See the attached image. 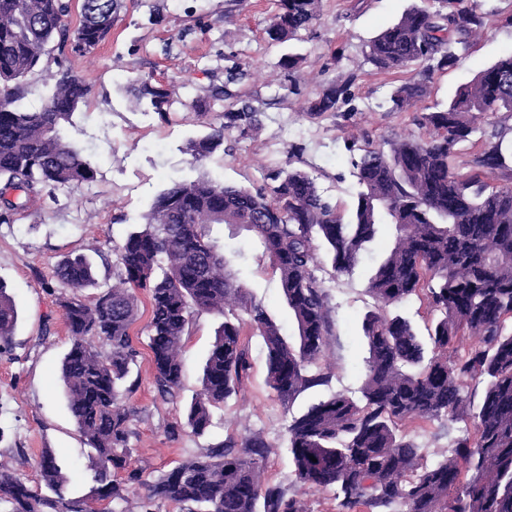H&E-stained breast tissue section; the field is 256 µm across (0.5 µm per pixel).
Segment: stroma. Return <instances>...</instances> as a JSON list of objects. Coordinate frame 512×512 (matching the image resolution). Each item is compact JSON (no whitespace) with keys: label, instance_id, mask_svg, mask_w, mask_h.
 Here are the masks:
<instances>
[{"label":"stroma","instance_id":"stroma-1","mask_svg":"<svg viewBox=\"0 0 512 512\" xmlns=\"http://www.w3.org/2000/svg\"><path fill=\"white\" fill-rule=\"evenodd\" d=\"M486 29L458 64L435 73L427 95L403 111L390 109L391 91L413 79V71L380 72L365 63L370 39L396 23L412 6L434 7V0H321L319 18L303 39L268 41L265 31L278 12L277 0H123L111 33L91 54L70 56L73 72L92 86L67 127V137L96 170L93 182L43 193L16 221L0 223V282L13 295L19 322L11 349L0 353V461L30 486H38L41 449H52L66 466L72 496L92 485L87 448L74 424L58 380L70 341L54 277L69 254L89 258L104 285L115 284L114 250L145 222L163 189L205 175L230 185L258 189L275 168L306 171L342 213H349L357 190L353 162L345 145L350 135L367 134L374 143L418 133L415 118L447 105L478 72L512 54V0H481ZM298 56L292 72L283 57ZM250 65L252 80L241 86L244 99L260 114L259 132L228 134L234 149L216 148L194 163L191 147L221 122V105L207 106L212 87L226 82L236 65ZM152 78L168 92L164 112L133 108L137 80ZM350 84L342 114L308 116L305 107L330 81ZM209 234L244 254L242 280L269 313L291 329L288 309L275 277L258 258L243 228L214 224ZM382 236L350 272L324 270L333 334L320 359L333 373L329 385L309 389L284 405L265 385L266 350L250 340L252 372L239 394L215 410L208 434L167 428L201 389L202 366L221 316L194 314L182 351V386L174 399H160L148 353L132 368L137 388L126 401L134 412L130 463L154 479L182 460L228 438L261 433L271 444L265 476L292 485L286 426L291 415L339 391H356L366 348L361 324L374 301L368 278L389 245ZM466 420H436L415 434L427 460L447 454Z\"/></svg>","mask_w":512,"mask_h":512}]
</instances>
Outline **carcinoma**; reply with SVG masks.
<instances>
[{
	"label": "carcinoma",
	"mask_w": 512,
	"mask_h": 512,
	"mask_svg": "<svg viewBox=\"0 0 512 512\" xmlns=\"http://www.w3.org/2000/svg\"><path fill=\"white\" fill-rule=\"evenodd\" d=\"M438 0L414 6L380 31L366 60L381 71L420 67L417 78L391 95L402 110L423 98L437 71L453 67L485 28L478 0ZM122 0H82L75 29L65 23L67 0H0V221H9L44 191L91 182L95 169L64 134L90 85L66 65L70 55L92 53L111 33ZM318 0H279L267 28L275 42L297 39L317 19ZM58 51L57 71L41 107L25 105V79L43 56ZM136 103L161 113L165 90L143 79ZM349 87L329 82L307 107L310 115L337 112ZM512 112V55L480 71L448 105L423 114L422 136L408 135L357 147V192L350 217L298 169H280L255 191L200 177L162 190L143 227L115 249L119 284L88 304L76 292L96 288L92 265L68 256L56 280L75 294L59 300L70 336L59 380L68 409L88 447L89 493L69 495L65 467L49 449L37 462L45 491L31 488L0 461L4 512H114L142 488L140 512L172 504L180 512H309L299 493L264 476L271 444L259 433L222 441L184 459L152 481L130 469L132 414L125 400L140 351L132 327L138 294L148 295L147 346L153 382L163 398L182 385L180 352L191 308L224 317L203 368L202 388L186 408L183 427L196 435L212 424V409L237 395L249 378V337L267 352L266 382L283 403L332 378L320 357L333 334L329 295L319 278L320 254L333 274L352 271L385 229H395L368 289L376 302L362 330L368 357L356 393L336 392L291 416L286 427L295 484L336 489V512H512V186L488 175L512 172L503 147L512 127L495 121ZM192 146L195 161L224 142V132L257 131V112L245 103ZM487 119L486 131L479 120ZM480 149L460 173L459 145L476 133ZM211 224H235L250 235L277 277L295 327L282 325L241 281L233 261L241 252L219 246ZM421 296L433 315L429 343L411 321L390 307ZM18 309L0 281V347L8 349ZM473 339L465 351L456 343ZM483 386L480 402L470 387ZM467 417L472 431L449 454L423 462L416 427Z\"/></svg>",
	"instance_id": "1"
}]
</instances>
